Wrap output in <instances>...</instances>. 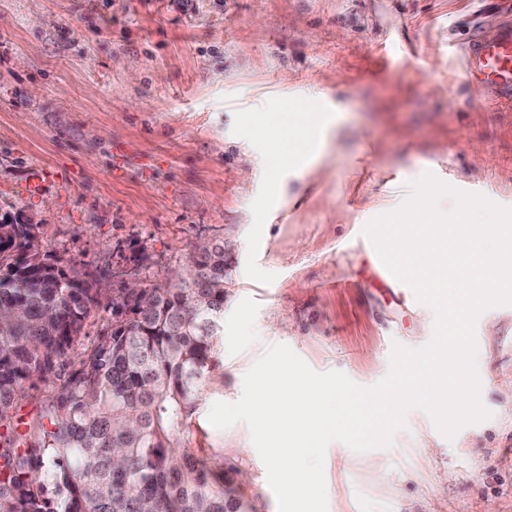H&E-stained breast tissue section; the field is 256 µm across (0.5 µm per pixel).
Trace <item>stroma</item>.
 Returning a JSON list of instances; mask_svg holds the SVG:
<instances>
[{"label": "stroma", "instance_id": "35a3bbf8", "mask_svg": "<svg viewBox=\"0 0 512 512\" xmlns=\"http://www.w3.org/2000/svg\"><path fill=\"white\" fill-rule=\"evenodd\" d=\"M509 21L512 0H0V220L37 225L42 250L107 286L74 357L27 383L16 432L111 325L119 275L178 282L222 240L216 365L177 442L229 470L250 512H278L247 426L209 411L270 344L369 386L393 342L429 339L432 311L361 229L426 171L512 207V108L470 84L462 50ZM323 102L338 121L317 161L271 168L263 126ZM40 167L58 179L32 197ZM476 334L492 418L449 441L414 411L392 449L332 443L329 512H512V306Z\"/></svg>", "mask_w": 512, "mask_h": 512}]
</instances>
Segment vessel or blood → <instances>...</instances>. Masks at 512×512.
<instances>
[{"mask_svg":"<svg viewBox=\"0 0 512 512\" xmlns=\"http://www.w3.org/2000/svg\"><path fill=\"white\" fill-rule=\"evenodd\" d=\"M465 68L471 82L494 87L499 99L512 104V24L501 27L497 36H474L465 45Z\"/></svg>","mask_w":512,"mask_h":512,"instance_id":"vessel-or-blood-1","label":"vessel or blood"}]
</instances>
